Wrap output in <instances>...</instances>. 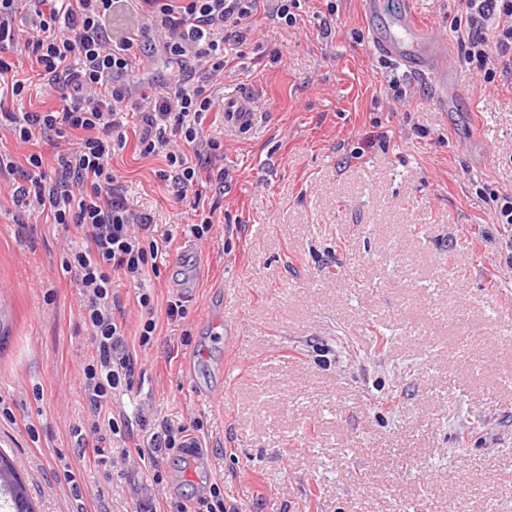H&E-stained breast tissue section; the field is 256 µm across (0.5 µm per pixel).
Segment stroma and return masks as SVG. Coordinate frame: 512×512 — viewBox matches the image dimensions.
I'll list each match as a JSON object with an SVG mask.
<instances>
[{
    "label": "stroma",
    "mask_w": 512,
    "mask_h": 512,
    "mask_svg": "<svg viewBox=\"0 0 512 512\" xmlns=\"http://www.w3.org/2000/svg\"><path fill=\"white\" fill-rule=\"evenodd\" d=\"M334 2L301 0L292 26L257 17L225 68L217 95L251 88L257 120L224 135L229 177L203 190L211 237L151 281L153 345H138L135 290L115 284L142 376L114 410L198 423L199 448L155 470L110 434L84 458L93 347L61 268L76 230L16 223L0 195V453L35 512H140L214 482L240 512H512V224L489 200L512 193V86L462 63L460 0H394L446 35L449 108L380 61L359 0ZM9 60L27 109L58 106L27 53ZM162 166L129 147L112 159L176 254L197 217Z\"/></svg>",
    "instance_id": "1"
}]
</instances>
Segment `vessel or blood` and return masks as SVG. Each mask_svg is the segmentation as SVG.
Returning a JSON list of instances; mask_svg holds the SVG:
<instances>
[{"label":"vessel or blood","instance_id":"obj_1","mask_svg":"<svg viewBox=\"0 0 512 512\" xmlns=\"http://www.w3.org/2000/svg\"><path fill=\"white\" fill-rule=\"evenodd\" d=\"M361 4L364 15L373 22L370 42L374 50L407 73L429 81L440 105L452 104L457 97V87L439 28L421 23L407 9L385 17L384 0H361ZM256 118L254 100L249 92L225 93V129L241 131L251 128Z\"/></svg>","mask_w":512,"mask_h":512}]
</instances>
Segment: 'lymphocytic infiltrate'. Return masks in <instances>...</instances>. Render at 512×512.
<instances>
[{"instance_id": "obj_1", "label": "lymphocytic infiltrate", "mask_w": 512, "mask_h": 512, "mask_svg": "<svg viewBox=\"0 0 512 512\" xmlns=\"http://www.w3.org/2000/svg\"><path fill=\"white\" fill-rule=\"evenodd\" d=\"M16 0H0V107L21 143L41 138L56 146L53 162L34 151L24 165L0 157V174L13 179L15 207L28 216L50 214L77 236L62 263L83 296V319L94 352L82 369L93 433L136 437L148 455L193 448L189 427L154 429L145 415L115 416L112 398L132 390L137 358L117 316L120 278L137 288L142 316L139 345L156 331L155 299L145 281L159 274L165 241L150 235L149 215L129 208L111 165L115 151L134 145L140 157H160V180L172 182L178 201L198 209L202 181L223 187L224 142L204 128L216 106L214 87L238 48L247 44L252 19L293 24L298 0H139L141 26L112 37L105 20L120 0H33L28 37L17 41ZM465 22L454 31L466 64L485 68L488 82L512 81V0H464ZM28 52L38 75L61 94L62 105L26 110L27 81L13 75L8 53ZM151 51L178 69L151 93H134L128 78ZM140 127L129 133L131 116Z\"/></svg>"}]
</instances>
